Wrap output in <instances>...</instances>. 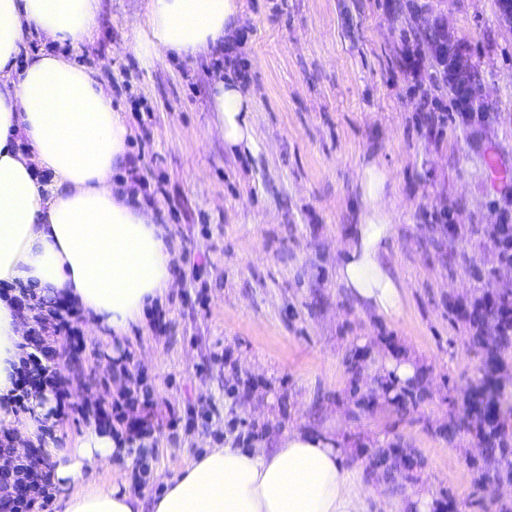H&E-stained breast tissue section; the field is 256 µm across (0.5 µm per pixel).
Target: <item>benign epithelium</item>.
I'll return each mask as SVG.
<instances>
[{
    "instance_id": "obj_1",
    "label": "benign epithelium",
    "mask_w": 512,
    "mask_h": 512,
    "mask_svg": "<svg viewBox=\"0 0 512 512\" xmlns=\"http://www.w3.org/2000/svg\"><path fill=\"white\" fill-rule=\"evenodd\" d=\"M437 26L438 34L435 40L428 44V51L447 64L453 93L461 104V111L470 112L477 118L486 115V112L490 111V106L485 99L476 95L478 82L474 80L470 71L468 45L445 29L442 23H437Z\"/></svg>"
}]
</instances>
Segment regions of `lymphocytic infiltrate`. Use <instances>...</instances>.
I'll return each instance as SVG.
<instances>
[{
  "mask_svg": "<svg viewBox=\"0 0 512 512\" xmlns=\"http://www.w3.org/2000/svg\"><path fill=\"white\" fill-rule=\"evenodd\" d=\"M17 314L29 324V331L20 345V357L15 366L13 388L0 405L12 410L26 409L32 394L51 391L56 399L54 413L65 417L75 413L94 417L115 427L117 442L133 443L136 438L150 434L148 422L134 419L135 387L140 377L130 374L128 365H120L122 374L128 375L130 386L117 396L101 399L94 406L71 403L72 379L63 375L54 362L56 345L68 340L74 350H82V312L77 305L64 298L51 301L37 299L27 288L21 289L14 299ZM57 490L52 481V464L43 455H20L10 467L8 475L0 477V512H55L53 505Z\"/></svg>",
  "mask_w": 512,
  "mask_h": 512,
  "instance_id": "obj_1",
  "label": "lymphocytic infiltrate"
}]
</instances>
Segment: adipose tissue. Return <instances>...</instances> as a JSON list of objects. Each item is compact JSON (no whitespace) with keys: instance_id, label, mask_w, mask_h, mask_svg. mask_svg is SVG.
I'll list each match as a JSON object with an SVG mask.
<instances>
[{"instance_id":"obj_1","label":"adipose tissue","mask_w":512,"mask_h":512,"mask_svg":"<svg viewBox=\"0 0 512 512\" xmlns=\"http://www.w3.org/2000/svg\"><path fill=\"white\" fill-rule=\"evenodd\" d=\"M98 9L99 0H0V284L76 301L93 325L122 336L172 288V256L155 210L133 203L129 182L117 176L132 131L95 73L71 54ZM149 21L150 41H133L130 51L192 63L232 46L244 15L241 0H150ZM32 37L41 49L29 47ZM252 97L237 81L214 82L213 109L230 148L254 143ZM360 186L359 222L341 247L336 279L357 303L389 318L402 308V285L386 260L393 225L385 176L367 165ZM26 328L0 298V395L13 387ZM421 370L410 352H388L376 366L397 388L415 384ZM54 405L44 392L27 413L1 409L0 420L34 439ZM118 452L93 426L77 447L49 448L62 512H371L387 500L385 484L330 429L297 425L269 448L209 449L148 501L82 489L85 476Z\"/></svg>"}]
</instances>
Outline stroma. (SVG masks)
<instances>
[{
	"label": "stroma",
	"mask_w": 512,
	"mask_h": 512,
	"mask_svg": "<svg viewBox=\"0 0 512 512\" xmlns=\"http://www.w3.org/2000/svg\"><path fill=\"white\" fill-rule=\"evenodd\" d=\"M399 2L243 0L236 66L218 57L191 67L126 51L151 38L149 0H100L76 59L134 131L121 174L145 181L169 228L175 284L127 335L85 322L80 357L59 348L62 373L83 375L72 402L125 388L109 369L126 353L154 402L144 482L134 478L131 448L125 462L99 465L93 486L149 500L163 478L237 433L254 431L269 446L301 423L352 441L366 467L377 439L416 449L407 480L430 482L433 512H488L477 439L446 428L466 409L485 359L454 307L475 296L480 270L512 289V270L471 231L512 215V31L496 0H422L468 42L491 106L478 126H430L425 111L455 107ZM219 75L253 91L250 150L224 144L212 101ZM370 163L387 177L388 262L403 285L402 310L390 319L357 306L336 279ZM452 223L462 230L454 241ZM377 346L418 354L423 386L380 394ZM208 404L209 422L170 433V413Z\"/></svg>",
	"instance_id": "obj_1"
}]
</instances>
